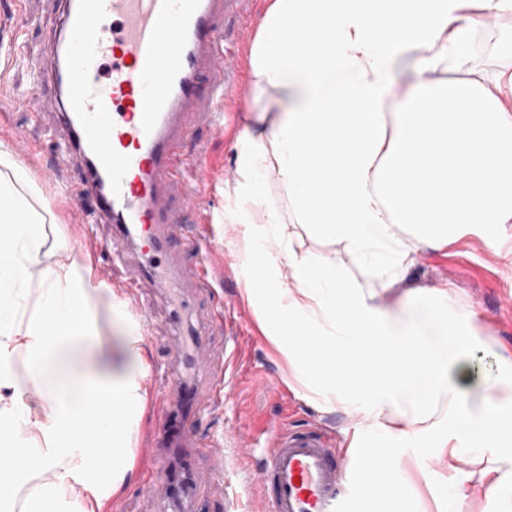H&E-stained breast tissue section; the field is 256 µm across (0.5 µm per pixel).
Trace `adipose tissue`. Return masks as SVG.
<instances>
[{
    "mask_svg": "<svg viewBox=\"0 0 512 512\" xmlns=\"http://www.w3.org/2000/svg\"><path fill=\"white\" fill-rule=\"evenodd\" d=\"M472 0H265L249 48L250 92L258 102L237 140L233 221L253 227L267 259L285 257L291 275L267 291L287 311L288 330L267 334L288 366L325 402L359 404L369 431L401 440L435 438L462 463L464 480L487 492L501 481L512 448V414L491 399H512V359L497 382L467 398L451 374L465 361L469 316L448 307V291L389 315L334 259L297 247L292 225H306L360 261L398 278L412 254L512 223V70L452 80L467 64L476 32ZM411 86L397 95L401 70ZM0 458L72 468L35 489L25 512H101L99 481L86 472L81 437L91 404L114 408L98 422L92 451L123 480L133 457L128 431L141 405L139 356L131 330L93 355L79 343L96 331L88 303L90 266H49L44 217L13 155L0 150ZM288 211L267 202L268 178ZM309 330L322 362L297 340ZM377 340L372 354L353 349ZM46 386L37 412L22 402L12 365ZM35 424L37 434L20 437Z\"/></svg>",
    "mask_w": 512,
    "mask_h": 512,
    "instance_id": "ef3b65f1",
    "label": "adipose tissue"
}]
</instances>
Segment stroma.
I'll return each mask as SVG.
<instances>
[{"label": "stroma", "instance_id": "35a3bbf8", "mask_svg": "<svg viewBox=\"0 0 512 512\" xmlns=\"http://www.w3.org/2000/svg\"><path fill=\"white\" fill-rule=\"evenodd\" d=\"M56 22L52 0H0V147L13 151L15 160L27 179L37 188L38 205L50 212L45 223L47 235L43 265H91L95 276L112 274L109 255L110 230L100 224L87 229L80 211L61 198L56 187L46 181L42 165L62 138L53 117L47 112L31 111L21 98L31 79L32 61L44 57L48 36ZM512 56V14L485 19L479 25L475 50L469 63L471 76L495 67ZM250 93L230 91L223 104L225 123L214 128L206 142L209 186L208 211L199 243L212 255L215 286L224 297L230 316L240 326L238 366L231 380V401L214 412L209 431L220 443L214 456L198 461L196 480L190 494L198 512H225L224 488L214 484L210 471L219 458L235 455L233 439L252 434L255 424L278 422L288 417L319 421L338 435L337 449L347 461L363 455L365 449H377L380 457L392 458L394 469L401 475L400 489L409 497L414 512H438L436 503L447 500L449 491L443 485L448 463L440 459L434 440L407 439L396 443L366 434L360 445H353L352 429L360 418L353 412L326 406L310 396L303 381L288 369V359L261 329L262 310L245 298L249 279L245 275V257L258 251L259 244L249 237L241 224L224 221L229 204L224 190L236 178V140L252 107ZM23 137L31 147L30 155L16 153L15 139ZM303 249L335 258L362 288L374 293L375 303L383 308H397L408 290L444 287L448 290V306L472 314V327L477 334L476 370L460 368L456 379L462 390L474 389L482 378L500 373V357L512 358V224L503 225L496 242L466 234L436 249H425L413 255L401 278L388 282L386 277L370 270L338 243L301 236ZM120 303L123 313L141 306L151 308L153 320L147 327L143 347L136 366L143 372L144 409L130 438L133 448L132 468L126 480L104 502L102 512H161L159 497L140 491L142 472L153 466L155 452L149 447L151 434L162 422V406L156 398L158 381L150 375L151 359L165 355L181 326L173 322L170 310L160 303L157 289L147 288L139 294L125 292L115 285L112 292L93 295L90 303L98 318V330L87 339L93 350H111L118 338L112 331L111 303ZM261 451L251 458L237 461V475L232 483L241 496L245 512H267L260 498ZM506 479L492 495L481 488H467L459 499L457 512H502L512 502V460L503 465Z\"/></svg>", "mask_w": 512, "mask_h": 512}]
</instances>
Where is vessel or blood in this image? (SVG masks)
Wrapping results in <instances>:
<instances>
[{"label": "vessel or blood", "instance_id": "obj_1", "mask_svg": "<svg viewBox=\"0 0 512 512\" xmlns=\"http://www.w3.org/2000/svg\"><path fill=\"white\" fill-rule=\"evenodd\" d=\"M49 50L33 73L27 101L45 103L63 132L62 163L79 174L63 194L87 224L112 227V268L127 292L168 282L211 293L200 250L174 256L183 224L200 223L203 152L187 154L188 132L217 126L228 89L239 84L241 38L231 25L252 0H56ZM167 256L165 269L155 257ZM165 422L154 447L208 453L192 431L219 405L230 383L221 362L179 355L164 361ZM261 497L269 512H356L362 485L385 459L350 466L334 437L315 423L267 432ZM177 478L165 465L143 475L144 490Z\"/></svg>", "mask_w": 512, "mask_h": 512}]
</instances>
